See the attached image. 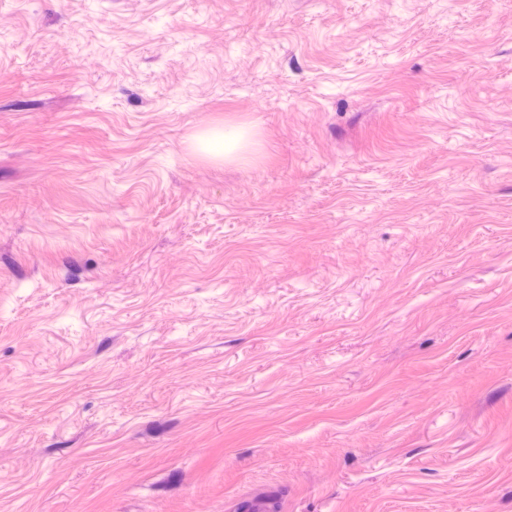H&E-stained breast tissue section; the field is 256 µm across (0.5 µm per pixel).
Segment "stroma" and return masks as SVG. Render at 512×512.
<instances>
[{
	"label": "stroma",
	"mask_w": 512,
	"mask_h": 512,
	"mask_svg": "<svg viewBox=\"0 0 512 512\" xmlns=\"http://www.w3.org/2000/svg\"><path fill=\"white\" fill-rule=\"evenodd\" d=\"M512 512V0H0V512Z\"/></svg>",
	"instance_id": "obj_1"
}]
</instances>
